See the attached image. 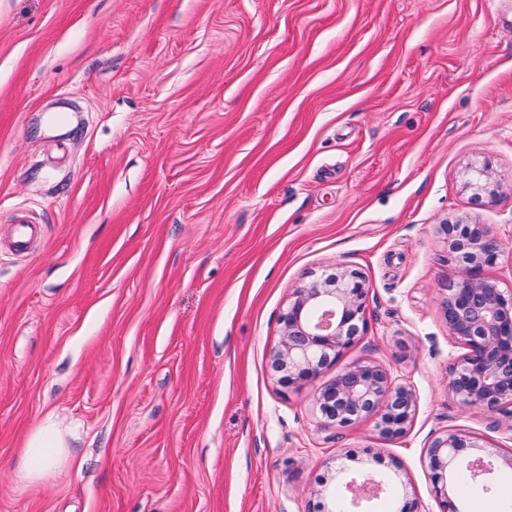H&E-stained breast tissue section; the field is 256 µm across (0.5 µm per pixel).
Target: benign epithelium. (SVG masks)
Returning a JSON list of instances; mask_svg holds the SVG:
<instances>
[{
  "label": "benign epithelium",
  "mask_w": 512,
  "mask_h": 512,
  "mask_svg": "<svg viewBox=\"0 0 512 512\" xmlns=\"http://www.w3.org/2000/svg\"><path fill=\"white\" fill-rule=\"evenodd\" d=\"M465 187L476 199L493 202L502 184L489 162L471 167ZM448 254L455 271L448 275L444 315L452 339L466 348L449 371L448 390L464 405L512 417V290H504L485 276L498 264L501 249L485 224L458 218L448 224ZM370 288L356 271L318 278L294 290L279 317L281 339L272 355L278 385L289 390L336 363L366 330L365 306ZM323 424L346 428L361 418L380 415L386 438L403 436L415 413L411 388L399 383L381 364L353 362L336 373L315 397ZM481 447L479 438L448 430L427 450L431 479L444 512H460L456 470L465 463L469 480L491 476L497 459L467 449ZM386 484L369 472H358L344 483L351 501L375 498Z\"/></svg>",
  "instance_id": "7a95c632"
}]
</instances>
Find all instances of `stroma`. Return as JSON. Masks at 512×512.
<instances>
[{"label": "stroma", "instance_id": "stroma-1", "mask_svg": "<svg viewBox=\"0 0 512 512\" xmlns=\"http://www.w3.org/2000/svg\"><path fill=\"white\" fill-rule=\"evenodd\" d=\"M465 215L512 288V0H0V512H308L367 449L396 505L442 512L435 437L512 453V419L448 390ZM340 267L370 287L340 362L412 387L400 438L320 426L336 367L285 393L271 369L294 289ZM47 423L61 458L27 477ZM465 187L475 191L477 200L495 201L502 191V184L489 162L471 167L466 173Z\"/></svg>", "mask_w": 512, "mask_h": 512}]
</instances>
